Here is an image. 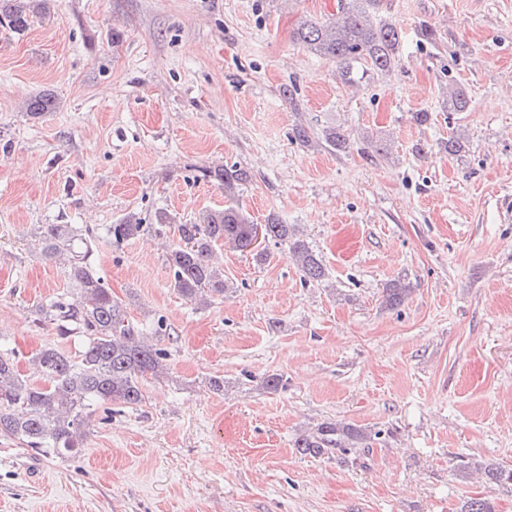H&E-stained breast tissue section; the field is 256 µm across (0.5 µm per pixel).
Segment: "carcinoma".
I'll return each mask as SVG.
<instances>
[{"instance_id": "1", "label": "carcinoma", "mask_w": 512, "mask_h": 512, "mask_svg": "<svg viewBox=\"0 0 512 512\" xmlns=\"http://www.w3.org/2000/svg\"><path fill=\"white\" fill-rule=\"evenodd\" d=\"M50 0H0V26L16 33L25 31L33 19L47 14ZM382 0H337L336 14L326 21L304 20L293 38L302 47L336 63L342 80L354 86L361 80L383 76L399 64L404 33L401 27L380 17ZM55 96L42 91L31 97L27 111L37 117L55 107ZM469 99L458 87L448 94L444 108L465 112ZM293 137L311 146H324L336 152L350 148L351 134L339 126L315 129L298 124ZM359 141L363 152L374 159L388 156L386 138L365 130ZM201 175L224 184V192L234 195L248 183L250 173L236 165L204 168ZM255 227L251 216L239 206L207 210L194 224L177 225L179 243L169 247L166 266L173 288L191 303L205 305L224 294V277L213 264L216 251L226 244L246 247ZM263 238L277 245H288V254L303 273L304 281L319 283L326 276L321 257L298 235L295 226L284 224L271 213L262 225ZM142 230L140 218L126 215L110 225L116 240L136 237ZM42 250L50 257L68 256V276L73 297L59 298L43 309L44 320L56 324L61 334L76 331L82 338L81 350L73 358L54 345H45L29 363L40 382L22 375L15 351L0 349V435L18 440L37 452L50 449L68 456L83 447L90 407L121 404L132 407L144 400L147 377L168 374L167 353L154 338L166 335L163 320H157L154 337L140 334L129 319L122 301L112 296L97 275L91 257L92 243L80 239L69 224H45L39 232ZM409 294L407 285L395 282L385 289L384 302L393 308ZM371 439L365 430L342 421L330 420L297 436L293 448L313 458L344 454ZM474 469L487 480L512 485V468L493 461H464L461 469Z\"/></svg>"}]
</instances>
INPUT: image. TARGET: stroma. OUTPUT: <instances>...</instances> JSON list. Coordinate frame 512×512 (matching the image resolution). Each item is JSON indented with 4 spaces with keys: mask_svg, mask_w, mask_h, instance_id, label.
I'll list each match as a JSON object with an SVG mask.
<instances>
[{
    "mask_svg": "<svg viewBox=\"0 0 512 512\" xmlns=\"http://www.w3.org/2000/svg\"><path fill=\"white\" fill-rule=\"evenodd\" d=\"M335 2L51 0L25 32L0 27V346L24 374L42 345L78 352L42 319L71 282L37 241L71 224L133 323L164 319L170 365L141 405L95 411L77 456L0 437V512H512V488L458 468L512 466V0H386L401 60L356 89L292 38ZM452 83L467 111L444 110ZM46 90L55 108L31 117ZM299 123L379 131L391 150L306 146ZM233 164L252 180L228 198L201 170ZM230 202L296 225L325 279L304 282L285 246L262 266L227 246L223 296L185 301L166 251ZM130 213L141 233L114 240ZM395 281L411 293L390 309ZM329 419L375 437L300 455L295 437Z\"/></svg>",
    "mask_w": 512,
    "mask_h": 512,
    "instance_id": "obj_1",
    "label": "stroma"
}]
</instances>
